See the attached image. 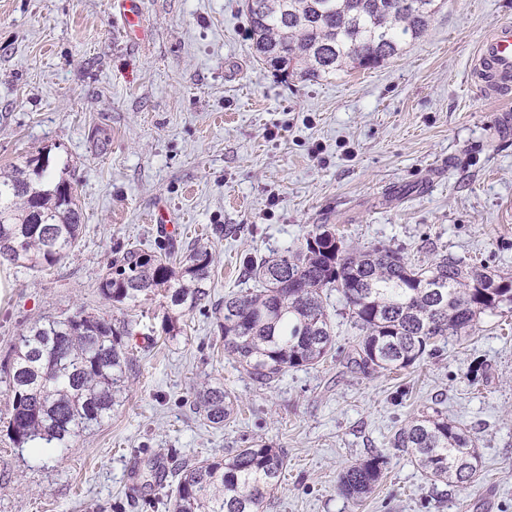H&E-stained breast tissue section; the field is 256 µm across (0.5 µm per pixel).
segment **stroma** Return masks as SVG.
Listing matches in <instances>:
<instances>
[{"mask_svg": "<svg viewBox=\"0 0 512 512\" xmlns=\"http://www.w3.org/2000/svg\"><path fill=\"white\" fill-rule=\"evenodd\" d=\"M243 4L142 0L133 39L118 0H0V170L49 155L83 214L78 248L53 268L0 266V512H173L168 449L203 460L260 440L288 461L264 512H512V308L417 367L367 376L346 365L358 332L334 295L328 358L263 386L225 358L210 308L101 294L113 258L166 242L150 222L162 207L181 241L212 250L215 300L243 288L245 254L294 246L315 224L414 263L447 254L512 274V103L471 75L512 0H438L398 56L313 80L255 56ZM79 310L131 322L126 397L74 447H17L3 395L12 345ZM218 385L237 411L213 428L192 402ZM430 408L471 431L475 482L431 480L392 447ZM378 450L384 475L352 503L339 475Z\"/></svg>", "mask_w": 512, "mask_h": 512, "instance_id": "35a3bbf8", "label": "stroma"}]
</instances>
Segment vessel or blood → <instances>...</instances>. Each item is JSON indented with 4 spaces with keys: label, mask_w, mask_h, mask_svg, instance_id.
Returning <instances> with one entry per match:
<instances>
[{
    "label": "vessel or blood",
    "mask_w": 512,
    "mask_h": 512,
    "mask_svg": "<svg viewBox=\"0 0 512 512\" xmlns=\"http://www.w3.org/2000/svg\"><path fill=\"white\" fill-rule=\"evenodd\" d=\"M472 76L489 99L512 100V22H498L483 36Z\"/></svg>",
    "instance_id": "1"
}]
</instances>
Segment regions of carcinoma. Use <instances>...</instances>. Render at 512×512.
<instances>
[{
	"instance_id": "carcinoma-1",
	"label": "carcinoma",
	"mask_w": 512,
	"mask_h": 512,
	"mask_svg": "<svg viewBox=\"0 0 512 512\" xmlns=\"http://www.w3.org/2000/svg\"><path fill=\"white\" fill-rule=\"evenodd\" d=\"M255 55L280 71L311 78L351 64L374 68L421 36L436 0H245ZM82 214L71 182L55 179L49 159L0 172V261L51 267L78 243ZM214 258L204 245L174 241L154 255L137 249L112 260L100 285L114 302L160 293L180 312L210 298ZM253 288L215 307L224 356L268 385L290 369L312 367L334 347L328 295L336 293L360 331L348 363L363 374L412 368L440 342L470 335L480 315L512 306V276L441 256L411 264L386 246L355 248L325 224L296 248L242 260ZM6 366L7 432L19 448H70L111 416L125 391L131 358L111 324L76 312L36 322L20 333ZM196 410L212 427L230 419L231 393L208 387ZM435 481L470 483L479 453L468 430L435 410L393 438ZM387 464L381 453L342 471L340 491L357 504L373 492ZM283 451L260 441L220 460L181 459L171 490L173 512H262L286 469Z\"/></svg>"
}]
</instances>
